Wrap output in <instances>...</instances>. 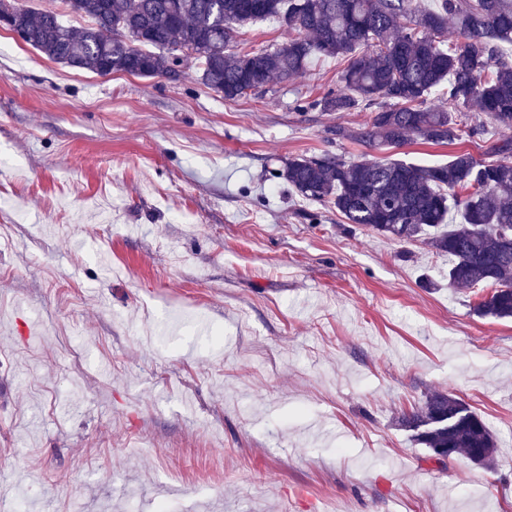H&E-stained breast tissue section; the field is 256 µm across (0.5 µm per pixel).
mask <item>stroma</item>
<instances>
[{"instance_id": "1", "label": "stroma", "mask_w": 512, "mask_h": 512, "mask_svg": "<svg viewBox=\"0 0 512 512\" xmlns=\"http://www.w3.org/2000/svg\"><path fill=\"white\" fill-rule=\"evenodd\" d=\"M343 67L227 100L192 64L104 77L0 27V512H512V320L273 176L484 144L337 138L364 113L296 105ZM432 390L492 467L400 425Z\"/></svg>"}]
</instances>
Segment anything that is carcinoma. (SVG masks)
I'll list each match as a JSON object with an SVG mask.
<instances>
[{
    "label": "carcinoma",
    "mask_w": 512,
    "mask_h": 512,
    "mask_svg": "<svg viewBox=\"0 0 512 512\" xmlns=\"http://www.w3.org/2000/svg\"><path fill=\"white\" fill-rule=\"evenodd\" d=\"M90 20L63 24L53 11L0 0L14 33L49 60L99 75L179 76L183 61L227 100L302 74L316 56L340 57L336 88L298 110L349 112L362 108L356 128L336 138L376 149L400 148L415 138L448 145L475 109L486 124L512 131V0H67ZM281 21L292 36L270 49L244 51L236 39L246 25ZM454 27L457 38L445 37ZM441 97L448 109L431 104ZM492 162L469 152L424 167L402 160L346 162L324 153L291 157L273 177L304 199L331 205L350 224L404 243L421 242L448 256V286H491L474 306L480 317L512 318V136L486 140ZM458 223H446L450 212ZM403 427L441 463L440 449L488 466L497 440L458 397L430 391L403 415Z\"/></svg>",
    "instance_id": "cac0c4a2"
}]
</instances>
